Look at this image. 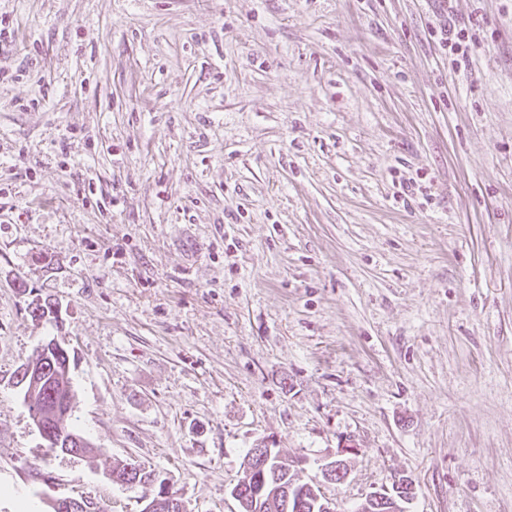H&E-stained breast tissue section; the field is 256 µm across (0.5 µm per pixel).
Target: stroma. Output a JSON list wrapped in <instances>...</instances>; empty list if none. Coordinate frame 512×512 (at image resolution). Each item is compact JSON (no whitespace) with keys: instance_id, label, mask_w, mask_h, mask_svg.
<instances>
[{"instance_id":"35a3bbf8","label":"stroma","mask_w":512,"mask_h":512,"mask_svg":"<svg viewBox=\"0 0 512 512\" xmlns=\"http://www.w3.org/2000/svg\"><path fill=\"white\" fill-rule=\"evenodd\" d=\"M1 12L0 512H142L119 461L239 512L264 440L306 480L343 458L336 512L402 475L406 512H512V0ZM53 338L91 465L15 385ZM446 30L441 29V40L444 41L445 46H448L451 53L456 55V58L453 59L456 66L461 67V63L468 61L469 52L472 50L468 44L464 45V49L462 48V43L465 41V37H467V33L465 30H452L444 33Z\"/></svg>"}]
</instances>
